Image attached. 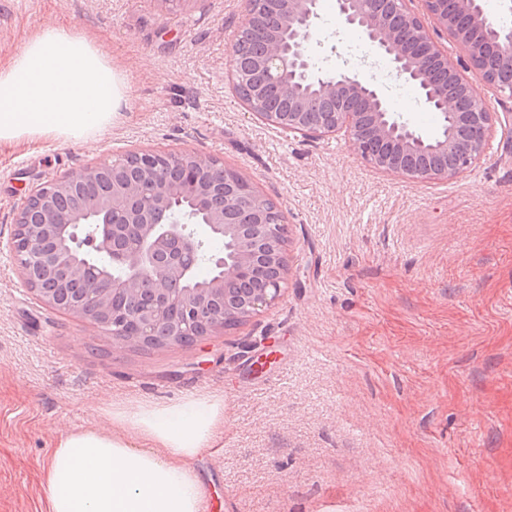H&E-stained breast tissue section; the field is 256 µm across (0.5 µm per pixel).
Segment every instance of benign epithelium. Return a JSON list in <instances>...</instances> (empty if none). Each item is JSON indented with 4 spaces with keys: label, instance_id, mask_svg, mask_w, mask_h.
<instances>
[{
    "label": "benign epithelium",
    "instance_id": "1",
    "mask_svg": "<svg viewBox=\"0 0 512 512\" xmlns=\"http://www.w3.org/2000/svg\"><path fill=\"white\" fill-rule=\"evenodd\" d=\"M278 7L285 35L270 39L262 60L267 83L288 99L286 112H262L260 88H254L245 101L248 111L259 119L292 132L320 137L345 131L353 149L367 162L392 173L430 179H449L469 169L484 148L490 134L492 115L487 111L481 86L487 84L491 68L487 56L478 51L470 36L462 32L455 17L463 15L474 32L492 29L480 0H453L448 12L447 0H425L428 18L434 29L455 39L465 58L452 63L430 35L427 25L406 7V0H338L343 24L360 29L377 51L387 56L396 73L418 87L426 105H434L449 117L452 127L433 139H425L409 123L396 118L383 90L359 74L346 71L323 73L314 64L312 40L316 31L318 0H247L245 23L257 16L258 5ZM496 56H512V33L495 31ZM441 67L458 78L469 90V111H459L458 99L429 82L432 67ZM472 73L467 78L464 73ZM374 116L372 138L386 144L392 155L427 149L455 156L452 167L418 172L372 153L364 139V118ZM142 179L126 182L118 192L100 198L82 200L64 219L58 202L73 195L112 163L81 168L63 177L50 178L32 189L18 209L11 249L27 288L48 306L91 319L92 311L109 313L110 295H136L144 281L153 283L154 300L148 307H135L113 313L106 325L112 326V338L127 347L138 345V336L166 322L172 312L180 322L171 324L170 345L178 346L183 328L200 324L203 331L194 342L224 330V285L245 280L251 275L250 261L263 243L269 262L284 260L279 278L255 291L233 316L243 322L273 305L281 296L288 271V257L276 243V231L254 234L247 228L235 229L230 212L242 203L234 194H224V186L236 184L241 177L224 170V181L216 185L211 169L213 160L204 161L190 152L169 156L184 169L183 179L170 183L157 171L159 153L142 151ZM236 238L238 255L233 263L211 248L218 235ZM104 257L113 268L112 277L96 292H89L68 303L54 290L40 284L48 271H63L73 277L97 267ZM213 268L207 287L170 288L171 281H187L201 263Z\"/></svg>",
    "mask_w": 512,
    "mask_h": 512
}]
</instances>
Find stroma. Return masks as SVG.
I'll return each mask as SVG.
<instances>
[{
    "instance_id": "1",
    "label": "stroma",
    "mask_w": 512,
    "mask_h": 512,
    "mask_svg": "<svg viewBox=\"0 0 512 512\" xmlns=\"http://www.w3.org/2000/svg\"><path fill=\"white\" fill-rule=\"evenodd\" d=\"M244 17V0H0V63L70 26L97 36L132 96L95 139L0 146V512H48L56 438L109 424L88 401L215 392L224 438L198 461L209 512H512V91L483 88L493 127L463 174L386 173L344 133L247 112L231 77ZM316 39L322 71H369L336 0H320ZM145 149L220 160L276 203L289 275L269 310L139 349L23 285L6 244L28 191Z\"/></svg>"
}]
</instances>
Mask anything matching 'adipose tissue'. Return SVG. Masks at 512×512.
I'll return each mask as SVG.
<instances>
[{
	"label": "adipose tissue",
	"instance_id": "obj_1",
	"mask_svg": "<svg viewBox=\"0 0 512 512\" xmlns=\"http://www.w3.org/2000/svg\"><path fill=\"white\" fill-rule=\"evenodd\" d=\"M129 103L124 72L83 32L37 29L0 63V145L87 139ZM111 426L59 436L44 468L49 512H207L198 457L224 437V398L141 400L105 411Z\"/></svg>",
	"mask_w": 512,
	"mask_h": 512
}]
</instances>
